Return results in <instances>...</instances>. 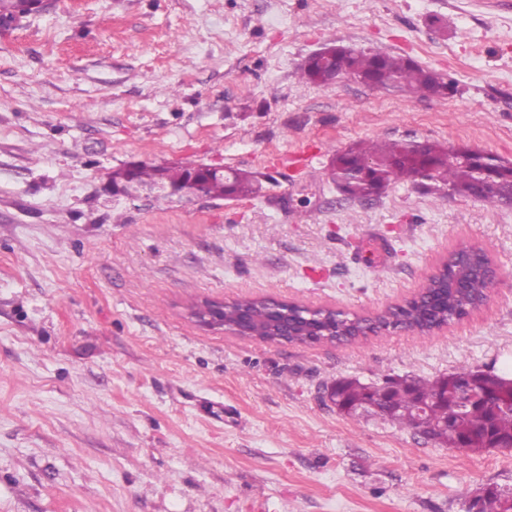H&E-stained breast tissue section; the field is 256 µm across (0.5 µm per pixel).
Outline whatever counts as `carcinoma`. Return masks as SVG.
<instances>
[{"instance_id":"cac0c4a2","label":"carcinoma","mask_w":512,"mask_h":512,"mask_svg":"<svg viewBox=\"0 0 512 512\" xmlns=\"http://www.w3.org/2000/svg\"><path fill=\"white\" fill-rule=\"evenodd\" d=\"M39 0H0V24L10 27L39 12ZM333 71L346 73L363 84L379 90L393 87L401 91L421 95L442 96L453 89L452 81L443 75L423 67L409 57L393 55L376 49L351 50L342 46H329L324 53L311 56L300 68V77L307 83L324 85ZM364 160L373 161V167L364 176L347 179L337 188L350 200L365 202L379 196L387 187L399 182L416 180L423 167H428L430 187L448 188L453 194L473 196L491 206H507L512 203V163L493 154L463 156L460 149L439 144L428 145L425 153L406 141L369 140L335 153L330 162V176L357 165ZM194 171L192 167L160 169L147 164L112 173V182L136 180L153 183L164 180L174 187L185 184ZM256 176L242 169L232 170L224 179L213 178L204 182L207 195L224 198L232 193L246 197L256 193ZM431 304L415 298L403 305L389 307L374 317H360L342 311L319 312L324 321L309 324L314 335L330 334L338 343H348L367 332L378 333L403 322L428 334L433 327L451 324L454 318L466 314V308L482 304L489 299L490 286L473 269L448 270L434 275L426 285ZM448 376L433 380L421 378H387L385 383L398 386L392 394L391 409L380 419L401 428H417L415 403L423 402L428 408V418L440 422L456 414L455 403L444 398L440 388ZM369 397L368 385L357 379H342L331 387L333 403L359 402ZM459 431L468 436L467 447L473 453H481L488 447L487 430L503 438H512V409L497 407L492 410L482 404H473L459 414ZM512 497V489L499 486L482 495L480 512H505L506 498Z\"/></svg>"}]
</instances>
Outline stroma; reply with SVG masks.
Here are the masks:
<instances>
[{
  "label": "stroma",
  "mask_w": 512,
  "mask_h": 512,
  "mask_svg": "<svg viewBox=\"0 0 512 512\" xmlns=\"http://www.w3.org/2000/svg\"><path fill=\"white\" fill-rule=\"evenodd\" d=\"M0 30V512H465L512 449L441 446L340 413L336 380L512 377V206L329 177L364 140L512 162V0H50ZM328 45L405 55L445 96L303 84ZM146 162L258 173L237 201L128 197ZM463 246L487 303L427 336L267 343L196 302L371 316Z\"/></svg>",
  "instance_id": "obj_1"
}]
</instances>
